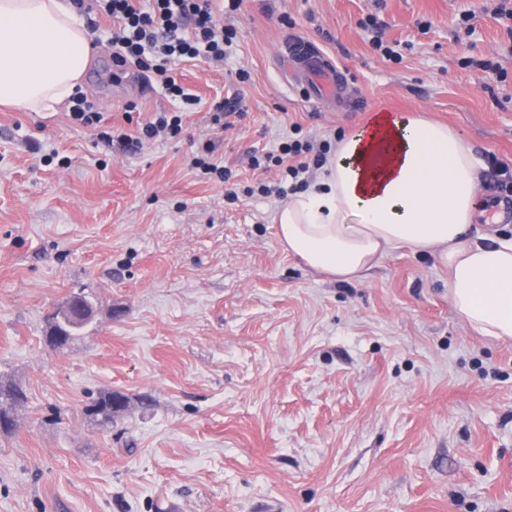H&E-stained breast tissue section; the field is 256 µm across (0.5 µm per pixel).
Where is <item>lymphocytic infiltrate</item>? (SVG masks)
Listing matches in <instances>:
<instances>
[{"instance_id":"f902f5d3","label":"lymphocytic infiltrate","mask_w":512,"mask_h":512,"mask_svg":"<svg viewBox=\"0 0 512 512\" xmlns=\"http://www.w3.org/2000/svg\"><path fill=\"white\" fill-rule=\"evenodd\" d=\"M76 4L85 15L113 21L109 42L115 65H131L158 77L167 94L186 107L196 105L198 99L180 85L175 75L177 63L198 58L222 62L235 36L233 29L216 19L209 0H151L147 9L140 7L139 0H76ZM330 151V145L317 151L301 139L282 142L277 153L252 161L256 169H279L278 186L261 183L258 192L285 196L305 188L310 167H322Z\"/></svg>"}]
</instances>
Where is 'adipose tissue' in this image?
I'll return each instance as SVG.
<instances>
[{"instance_id":"adipose-tissue-1","label":"adipose tissue","mask_w":512,"mask_h":512,"mask_svg":"<svg viewBox=\"0 0 512 512\" xmlns=\"http://www.w3.org/2000/svg\"><path fill=\"white\" fill-rule=\"evenodd\" d=\"M90 49L68 0H0V106L56 111L81 86ZM481 166L447 126L374 112L338 139L319 179L279 208V240L339 280L362 277L402 244L432 253L471 330L512 340V238L468 233Z\"/></svg>"}]
</instances>
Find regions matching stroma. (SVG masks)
<instances>
[{"label": "stroma", "instance_id": "35a3bbf8", "mask_svg": "<svg viewBox=\"0 0 512 512\" xmlns=\"http://www.w3.org/2000/svg\"><path fill=\"white\" fill-rule=\"evenodd\" d=\"M502 6L211 0L232 47L180 65L199 99L185 132L137 147L120 134L178 103L116 67L104 33L81 89L101 126L0 108V378L28 395L0 434V512H512V341L475 335L447 270L409 247L360 280L308 269L277 237L279 198L247 192L276 179L252 155L293 133L317 146L416 112L486 167L471 234L512 237L511 216L487 217L512 196L490 185L512 167ZM292 33L335 65L334 97L305 95L280 54ZM222 100L239 111L225 130ZM208 140L237 199L190 163ZM80 289L95 322L52 349L46 321ZM111 390L129 407L104 429L84 406Z\"/></svg>", "mask_w": 512, "mask_h": 512}]
</instances>
